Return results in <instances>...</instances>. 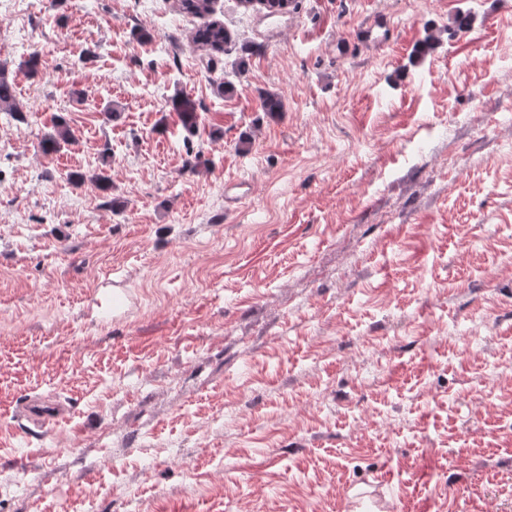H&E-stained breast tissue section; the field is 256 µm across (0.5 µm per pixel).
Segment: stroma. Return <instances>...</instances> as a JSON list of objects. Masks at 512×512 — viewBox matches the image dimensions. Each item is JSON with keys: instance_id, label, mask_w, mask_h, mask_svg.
Instances as JSON below:
<instances>
[{"instance_id": "obj_1", "label": "stroma", "mask_w": 512, "mask_h": 512, "mask_svg": "<svg viewBox=\"0 0 512 512\" xmlns=\"http://www.w3.org/2000/svg\"><path fill=\"white\" fill-rule=\"evenodd\" d=\"M213 9L0 13V512H512V0ZM193 41L198 48L220 52L231 41V35L221 22L214 20L199 26L194 32ZM32 402L25 401L23 414L27 421L40 432L50 430L60 419L64 418L65 411L58 406L44 405L36 400Z\"/></svg>"}]
</instances>
